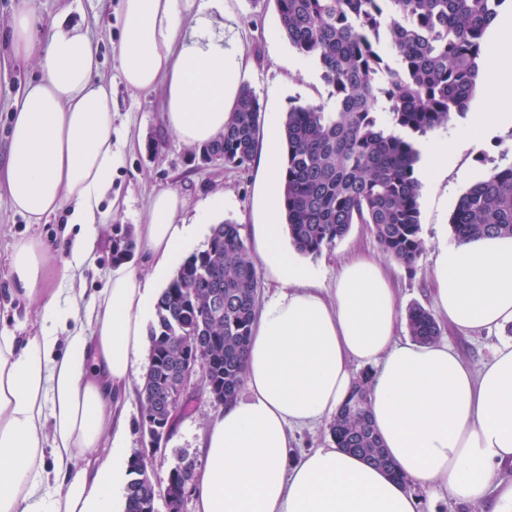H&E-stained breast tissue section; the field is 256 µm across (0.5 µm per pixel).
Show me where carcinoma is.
<instances>
[{"label":"carcinoma","instance_id":"1","mask_svg":"<svg viewBox=\"0 0 512 512\" xmlns=\"http://www.w3.org/2000/svg\"><path fill=\"white\" fill-rule=\"evenodd\" d=\"M503 0H276L277 29L300 55L316 61L330 98L296 104L280 129L285 161L279 195L291 245L318 256L353 224L370 227L381 249L413 268L424 251L415 176L418 138L463 115L477 88L482 38ZM261 106L245 86L224 132L199 147L212 163L241 167L260 140ZM454 240L512 237V165L495 169L459 199L450 217ZM135 247L132 232L113 225L112 263ZM258 301L254 258L237 225L216 224L207 247L177 268L149 329V365L141 392L140 428L161 424L164 406L182 405L180 370L199 363L206 389L224 402L244 381V356ZM413 340L442 330L425 308L407 314ZM200 342L196 359L185 342ZM370 373H361L330 424L337 447L395 473L370 416ZM187 458L168 480L189 482ZM126 512H155L157 492L142 453L132 455Z\"/></svg>","mask_w":512,"mask_h":512}]
</instances>
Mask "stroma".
I'll return each instance as SVG.
<instances>
[{
  "label": "stroma",
  "instance_id": "1",
  "mask_svg": "<svg viewBox=\"0 0 512 512\" xmlns=\"http://www.w3.org/2000/svg\"><path fill=\"white\" fill-rule=\"evenodd\" d=\"M121 0H35L42 20L67 14L69 19L88 29L101 43V74L112 83V138L129 139L135 146L123 149L120 163L112 176L109 199L115 200L109 222L101 229L103 241L94 265L83 267L80 275L86 296L92 297L104 287L112 268V227L122 224L137 228L149 215L152 194L173 189L185 199V218L197 210L211 208L215 224L231 222L239 227L245 246H252V226L262 219V186L265 176L258 161L241 168L203 163L191 146L181 143L166 125L162 110V91L135 93L124 84L111 44L119 34ZM13 19V0H0V163L8 148L9 103L16 92L19 71L11 54L9 33ZM224 26L227 35L238 43L244 61L245 85L257 95L262 106L261 127L283 120L289 108L298 103L327 100L329 88L313 60L300 55L279 34L274 0H224ZM512 165V121L458 149L448 173L438 182L423 181L419 198L421 236L424 251L414 270H407L380 248L369 227L352 225L348 234L321 255L299 256L302 265L314 271L325 289H332L341 265L357 254L374 258L399 290V305L409 310L415 305L431 308L430 275L440 246L452 243L450 216L459 198L495 168ZM68 215L60 211L31 224L14 213L5 198H0V327H8L21 336L38 333L41 312L37 305L12 299L6 279L12 244L20 237L35 236L47 242L61 243L63 231L78 235L79 226H68ZM442 336L473 367L489 362L494 349L512 340L507 330H477L461 333L443 326ZM186 397L189 411L175 422L164 451L149 459V471L155 483L165 484L170 470L188 458L202 463L200 438L220 412L204 387L194 379Z\"/></svg>",
  "mask_w": 512,
  "mask_h": 512
}]
</instances>
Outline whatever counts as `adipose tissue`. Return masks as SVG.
Masks as SVG:
<instances>
[{
  "mask_svg": "<svg viewBox=\"0 0 512 512\" xmlns=\"http://www.w3.org/2000/svg\"><path fill=\"white\" fill-rule=\"evenodd\" d=\"M223 14L224 0H121L112 53L124 83L134 92L161 88L165 121L190 146L223 132L240 90L241 52ZM491 39L478 81L495 108L473 114L463 142L512 118V17L493 23ZM11 44L15 59L37 61L39 74L20 82L10 105L0 191L29 223L65 209L85 231L60 265L38 238L13 245L11 291L39 303L42 322L36 336L0 331V512H123L131 458L115 415L137 374L160 287L210 214L185 221L180 194L156 191L138 228L151 275L120 265L92 307L80 309L74 287L60 302L51 280H74L99 250L100 205L119 159L112 87L100 75L99 42L63 18L39 30L33 0H20ZM278 134L270 127L266 207L254 227L263 275L278 291L255 313L246 394L203 433L195 512H420L414 485L452 505L512 512V479L502 476L512 469V342L475 370L444 341L398 338L396 291L364 256L344 265L325 295L282 242ZM431 278L434 307L456 330L512 324L511 237L441 247ZM357 366L372 371V421L396 473L333 446L289 458V427L336 413Z\"/></svg>",
  "mask_w": 512,
  "mask_h": 512,
  "instance_id": "ef3b65f1",
  "label": "adipose tissue"
}]
</instances>
